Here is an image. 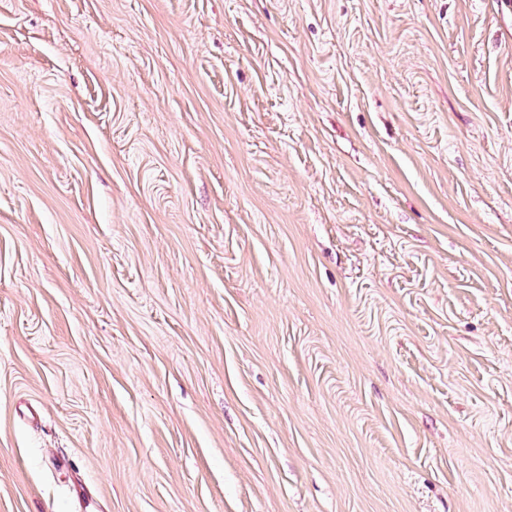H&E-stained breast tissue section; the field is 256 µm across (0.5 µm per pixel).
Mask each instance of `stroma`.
Listing matches in <instances>:
<instances>
[{"label": "stroma", "instance_id": "1", "mask_svg": "<svg viewBox=\"0 0 512 512\" xmlns=\"http://www.w3.org/2000/svg\"><path fill=\"white\" fill-rule=\"evenodd\" d=\"M0 512H512V9L0 0Z\"/></svg>", "mask_w": 512, "mask_h": 512}]
</instances>
